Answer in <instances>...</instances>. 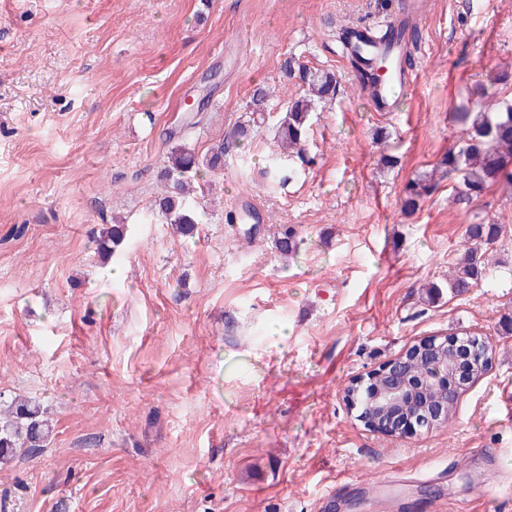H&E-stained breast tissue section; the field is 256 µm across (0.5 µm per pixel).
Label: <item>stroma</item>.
I'll return each instance as SVG.
<instances>
[{
	"label": "stroma",
	"instance_id": "stroma-1",
	"mask_svg": "<svg viewBox=\"0 0 512 512\" xmlns=\"http://www.w3.org/2000/svg\"><path fill=\"white\" fill-rule=\"evenodd\" d=\"M379 2L0 0V393L54 424L0 465V512H512V186L467 206L447 180L402 206L459 144L468 91L512 73V0H423L413 90L387 115L339 42L399 19ZM288 57L340 86L311 114L310 163L273 188L275 127L304 93ZM260 87L264 124L195 181L198 233L175 236L152 207L172 147L206 153ZM247 197L249 239L226 219ZM116 220L130 237L105 264L93 234ZM480 220L502 227L492 274L451 293ZM450 334L493 363L448 426L366 430L349 381Z\"/></svg>",
	"mask_w": 512,
	"mask_h": 512
}]
</instances>
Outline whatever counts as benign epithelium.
I'll use <instances>...</instances> for the list:
<instances>
[{
    "label": "benign epithelium",
    "mask_w": 512,
    "mask_h": 512,
    "mask_svg": "<svg viewBox=\"0 0 512 512\" xmlns=\"http://www.w3.org/2000/svg\"><path fill=\"white\" fill-rule=\"evenodd\" d=\"M492 367L488 343L473 336H431L358 377L345 389L357 420L391 436L448 425L449 406Z\"/></svg>",
    "instance_id": "1"
}]
</instances>
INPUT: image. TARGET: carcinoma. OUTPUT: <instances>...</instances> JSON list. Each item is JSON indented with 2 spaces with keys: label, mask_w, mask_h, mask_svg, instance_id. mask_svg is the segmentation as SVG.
Returning <instances> with one entry per match:
<instances>
[{
  "label": "carcinoma",
  "mask_w": 512,
  "mask_h": 512,
  "mask_svg": "<svg viewBox=\"0 0 512 512\" xmlns=\"http://www.w3.org/2000/svg\"><path fill=\"white\" fill-rule=\"evenodd\" d=\"M382 36L390 46L409 41L403 63L412 67V48L417 46L419 38L416 28L400 21L398 25L385 29ZM283 71L287 78L304 87L306 93L288 103L286 113L276 128L275 138L280 154L300 157L308 138L310 113L316 103L336 97L337 79L329 70L313 68L293 59L284 61ZM265 99L266 94L258 92L246 123L238 126L230 138L211 152L199 156L185 145L171 152L163 174L165 191L155 201V209L177 233L191 237L197 230V213L187 195L188 184L204 172L216 173L224 167V155L234 149H243L244 141L250 139L254 128L265 122ZM453 121L465 125V136L460 145L442 155L432 173L405 184L404 207L416 208L420 200L436 189L439 177L456 176L459 183L457 200L463 204L480 200L502 180L512 182V102L503 101L494 110L479 112L472 121L469 113L456 112ZM466 234L475 244L461 256L454 277L448 281V288L456 292H462L485 278L489 266L485 247L497 241L499 226L490 221H479L468 225ZM126 236L127 225L110 224L99 230L94 242L98 252L108 258L115 255L116 248ZM300 242L296 230L287 226L277 238L276 248L282 253H291L298 250ZM52 434L51 422L38 401L0 397V463L46 447Z\"/></svg>",
  "instance_id": "obj_1"
}]
</instances>
